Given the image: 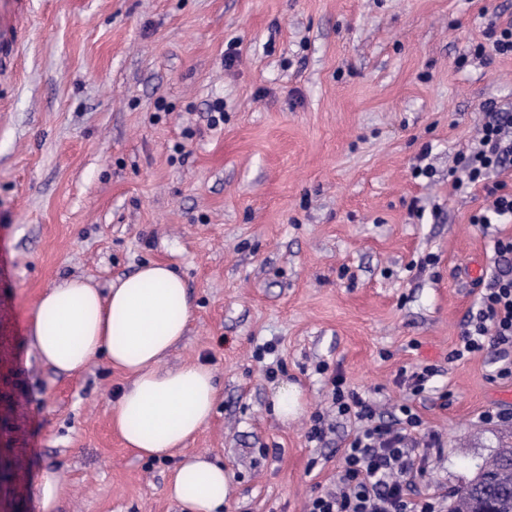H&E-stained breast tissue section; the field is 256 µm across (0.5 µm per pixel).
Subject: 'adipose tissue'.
I'll return each instance as SVG.
<instances>
[{
  "mask_svg": "<svg viewBox=\"0 0 512 512\" xmlns=\"http://www.w3.org/2000/svg\"><path fill=\"white\" fill-rule=\"evenodd\" d=\"M193 303L167 265L145 263L100 291L81 278L47 289L29 329L30 345L62 375L80 373L97 357L127 374L111 412L113 429L140 456L184 447L205 427L219 397L215 374L201 364L169 366ZM228 479L206 454H185L167 487L186 512H222Z\"/></svg>",
  "mask_w": 512,
  "mask_h": 512,
  "instance_id": "ef3b65f1",
  "label": "adipose tissue"
}]
</instances>
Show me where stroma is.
I'll list each match as a JSON object with an SVG mask.
<instances>
[{"mask_svg": "<svg viewBox=\"0 0 512 512\" xmlns=\"http://www.w3.org/2000/svg\"><path fill=\"white\" fill-rule=\"evenodd\" d=\"M494 13L512 0H0L24 31L0 77V512H37L47 465L70 484L59 512H181L180 452L140 457L111 427L126 375L56 374L28 338L47 288L147 262L194 303L170 364L215 371L187 449L223 464L224 512H303L334 488L357 429L331 408L337 373L439 435L422 493L474 476L512 431L479 420L512 407V381H490L495 352L448 354L478 298L468 268L491 269L512 223H471L488 201L450 172L483 104L512 107V57L474 54ZM426 365L440 375L408 397L399 371Z\"/></svg>", "mask_w": 512, "mask_h": 512, "instance_id": "obj_1", "label": "stroma"}]
</instances>
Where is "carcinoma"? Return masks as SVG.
<instances>
[{"label":"carcinoma","mask_w":512,"mask_h":512,"mask_svg":"<svg viewBox=\"0 0 512 512\" xmlns=\"http://www.w3.org/2000/svg\"><path fill=\"white\" fill-rule=\"evenodd\" d=\"M512 470V443L504 439L494 454L480 466L485 474V486L479 488L473 482H467L458 491L456 509L469 508L476 510L484 506V501L493 502L498 512H512V485L501 484V471Z\"/></svg>","instance_id":"cac0c4a2"}]
</instances>
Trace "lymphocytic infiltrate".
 Here are the masks:
<instances>
[{"instance_id": "1", "label": "lymphocytic infiltrate", "mask_w": 512, "mask_h": 512, "mask_svg": "<svg viewBox=\"0 0 512 512\" xmlns=\"http://www.w3.org/2000/svg\"><path fill=\"white\" fill-rule=\"evenodd\" d=\"M477 150L459 154L452 188L460 193L482 189L491 200L472 216V223L489 227L512 223V190L506 182H488L490 172L512 168V109L486 102ZM497 268L481 278L476 313L470 314L460 336V345L449 361H458L485 350L512 351V273L500 264L512 260V237L494 242ZM496 380L512 379V360L498 366ZM331 405L337 416L352 419L360 428L349 442L333 489L311 498L308 512H439L437 498L423 496L410 484L415 474H424L428 449L441 445L438 434L421 433L422 421L410 406H401L400 417L387 420L373 403L347 390L342 375L332 376ZM425 454H418V447Z\"/></svg>"}]
</instances>
